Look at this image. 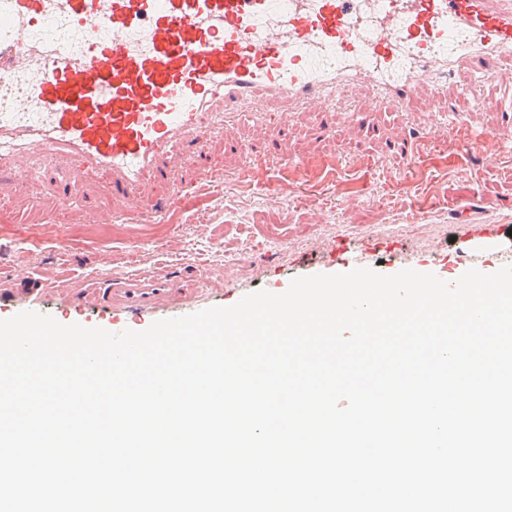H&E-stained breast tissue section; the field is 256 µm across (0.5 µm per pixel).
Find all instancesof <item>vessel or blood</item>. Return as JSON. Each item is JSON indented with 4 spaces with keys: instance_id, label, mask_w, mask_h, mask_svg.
<instances>
[{
    "instance_id": "obj_1",
    "label": "vessel or blood",
    "mask_w": 512,
    "mask_h": 512,
    "mask_svg": "<svg viewBox=\"0 0 512 512\" xmlns=\"http://www.w3.org/2000/svg\"><path fill=\"white\" fill-rule=\"evenodd\" d=\"M461 74L512 84V0H0V77L29 78L22 111L0 112V192L51 165L135 216L237 117L275 143L267 109L330 112L344 90L439 104ZM176 292L162 270L82 298L119 320Z\"/></svg>"
}]
</instances>
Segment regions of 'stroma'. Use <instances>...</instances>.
<instances>
[{"instance_id": "obj_1", "label": "stroma", "mask_w": 512, "mask_h": 512, "mask_svg": "<svg viewBox=\"0 0 512 512\" xmlns=\"http://www.w3.org/2000/svg\"><path fill=\"white\" fill-rule=\"evenodd\" d=\"M460 75L452 99L455 113L421 111L418 103L353 117L349 100L339 97L320 128L314 112H276L288 134L276 148L265 147L250 118L236 121L210 145V161L221 169L220 185L191 182L195 158H186L167 178L155 182L147 207L173 197L180 206L154 223L117 217L115 225L89 222L87 210L110 212L112 198L93 187L62 200L45 197L36 183L19 182L0 197V320L24 311L52 317L74 310L70 301L97 271L145 275L166 263L183 289L171 302L139 316L132 328L158 320L228 307L245 295L282 293L293 278L333 274L350 260L384 275L404 269L441 271L456 280L462 240L474 229L495 234L512 247V139L494 148L474 142L473 132L494 134L508 127L512 103L489 109L482 92H469ZM441 123L431 139L429 121ZM416 137L415 164L397 174L390 148L406 134ZM261 161L249 181L239 171L247 155ZM56 220H40L44 209ZM397 224V233H375ZM55 277L60 285L41 304L27 298L33 281ZM78 310V309H75ZM86 327L110 328L109 308L78 310Z\"/></svg>"}]
</instances>
